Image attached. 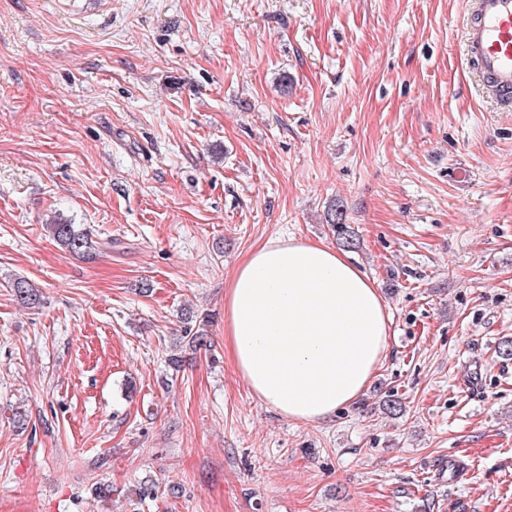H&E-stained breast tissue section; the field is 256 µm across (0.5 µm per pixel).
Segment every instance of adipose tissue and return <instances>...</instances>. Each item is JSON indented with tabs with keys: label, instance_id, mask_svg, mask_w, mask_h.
<instances>
[{
	"label": "adipose tissue",
	"instance_id": "ef3b65f1",
	"mask_svg": "<svg viewBox=\"0 0 512 512\" xmlns=\"http://www.w3.org/2000/svg\"><path fill=\"white\" fill-rule=\"evenodd\" d=\"M390 316L347 254L271 238L224 292V340L249 391L279 415L318 423L357 400L386 356Z\"/></svg>",
	"mask_w": 512,
	"mask_h": 512
}]
</instances>
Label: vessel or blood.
I'll return each mask as SVG.
<instances>
[{
	"label": "vessel or blood",
	"mask_w": 512,
	"mask_h": 512,
	"mask_svg": "<svg viewBox=\"0 0 512 512\" xmlns=\"http://www.w3.org/2000/svg\"><path fill=\"white\" fill-rule=\"evenodd\" d=\"M466 54L489 93L512 105V0H476L466 33Z\"/></svg>",
	"instance_id": "obj_1"
}]
</instances>
